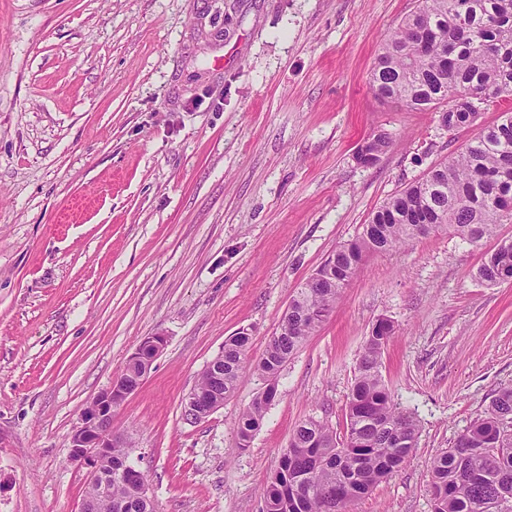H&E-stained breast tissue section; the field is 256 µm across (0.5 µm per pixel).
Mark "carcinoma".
<instances>
[{
    "label": "carcinoma",
    "instance_id": "cac0c4a2",
    "mask_svg": "<svg viewBox=\"0 0 512 512\" xmlns=\"http://www.w3.org/2000/svg\"><path fill=\"white\" fill-rule=\"evenodd\" d=\"M373 95L408 110L441 109L448 129L473 125L481 103L512 95V0H420L385 40L372 69ZM429 231L446 230L472 244L512 223V122L482 130L460 152L432 168L372 212L361 233L338 246L320 265L323 276L303 284L288 304L262 357L249 363L251 337L224 341V399L250 366L266 382L237 421L238 447L250 446L278 389V378L295 351L316 331L342 298L365 258L396 249ZM512 273V240L487 252L476 277L488 285ZM394 330L391 322L371 329L357 361L346 405V432L309 418L293 432L264 493L267 512H347L379 482L393 476L417 446L419 425L394 403L380 373L381 354ZM512 420V386L501 388L484 415L430 464L434 512H482L499 490L512 491V443L496 445L492 433ZM144 472L112 479L96 498L94 512H155L137 498Z\"/></svg>",
    "mask_w": 512,
    "mask_h": 512
}]
</instances>
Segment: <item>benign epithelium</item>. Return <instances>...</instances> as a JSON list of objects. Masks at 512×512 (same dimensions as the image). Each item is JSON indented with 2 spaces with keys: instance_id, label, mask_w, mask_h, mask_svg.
<instances>
[{
  "instance_id": "7a95c632",
  "label": "benign epithelium",
  "mask_w": 512,
  "mask_h": 512,
  "mask_svg": "<svg viewBox=\"0 0 512 512\" xmlns=\"http://www.w3.org/2000/svg\"><path fill=\"white\" fill-rule=\"evenodd\" d=\"M164 345L162 336L144 339L110 386L87 403L81 423L70 439L71 460L87 470L86 489L89 493L83 495L78 512H94L92 494L106 493L112 485V477L126 473L127 460L112 461V449L128 447L125 437L112 432V412L133 393L123 374L128 368L135 369L140 372L139 381H144ZM215 394L217 390L214 388L208 390L196 386L184 398L183 409L197 421H204L223 408V404L214 402Z\"/></svg>"
}]
</instances>
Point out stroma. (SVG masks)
<instances>
[{"label":"stroma","instance_id":"35a3bbf8","mask_svg":"<svg viewBox=\"0 0 512 512\" xmlns=\"http://www.w3.org/2000/svg\"><path fill=\"white\" fill-rule=\"evenodd\" d=\"M417 0H0V512H77L69 440L141 341L163 351L114 410L156 512H262L295 427L336 430L364 340L414 414L403 468L350 512H433L430 463L512 386V281L474 274L512 224L369 255L289 358L248 448L241 375L206 421L184 397L240 328L259 359L297 288L382 202L512 114L450 131L369 78ZM392 138L377 165L355 153Z\"/></svg>","mask_w":512,"mask_h":512}]
</instances>
